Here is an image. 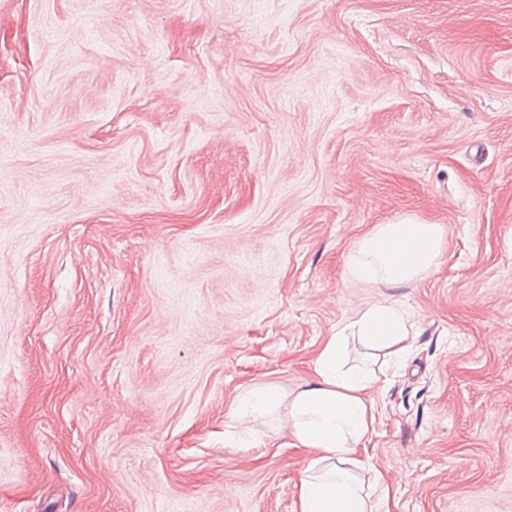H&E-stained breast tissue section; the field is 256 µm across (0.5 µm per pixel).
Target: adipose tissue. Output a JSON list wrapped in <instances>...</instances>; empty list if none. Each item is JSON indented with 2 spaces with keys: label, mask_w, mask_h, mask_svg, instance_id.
<instances>
[{
  "label": "adipose tissue",
  "mask_w": 512,
  "mask_h": 512,
  "mask_svg": "<svg viewBox=\"0 0 512 512\" xmlns=\"http://www.w3.org/2000/svg\"><path fill=\"white\" fill-rule=\"evenodd\" d=\"M443 245L438 224H378L355 242L350 271L361 280L404 287L437 267ZM410 330L400 308L374 304L337 326L318 354L314 382L291 393L259 386L233 407L230 417L241 423L282 411L290 436L308 458L298 483L299 512H373L376 488L362 474L371 468L366 444L375 429L370 392L377 378L346 367L348 341L355 338L397 357L411 347Z\"/></svg>",
  "instance_id": "1"
}]
</instances>
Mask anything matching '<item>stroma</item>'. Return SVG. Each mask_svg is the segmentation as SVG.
<instances>
[{
	"label": "stroma",
	"instance_id": "1",
	"mask_svg": "<svg viewBox=\"0 0 512 512\" xmlns=\"http://www.w3.org/2000/svg\"><path fill=\"white\" fill-rule=\"evenodd\" d=\"M378 301L376 512H512V0H0V512H297L229 413ZM443 245L439 224L408 219L378 224L355 242L350 271L360 280L390 288L408 286L437 267Z\"/></svg>",
	"mask_w": 512,
	"mask_h": 512
}]
</instances>
